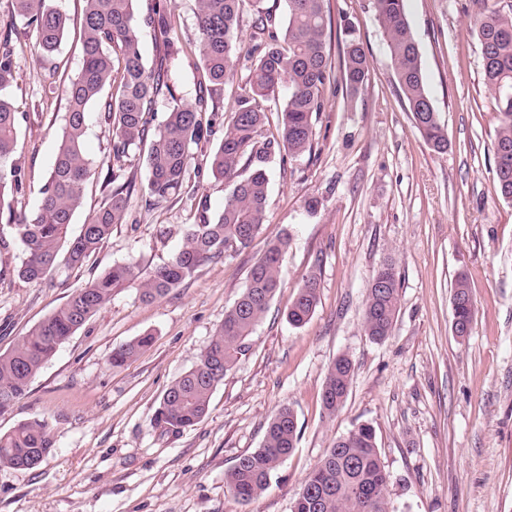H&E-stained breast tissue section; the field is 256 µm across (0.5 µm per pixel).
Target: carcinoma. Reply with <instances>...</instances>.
Wrapping results in <instances>:
<instances>
[{
  "label": "carcinoma",
  "instance_id": "carcinoma-1",
  "mask_svg": "<svg viewBox=\"0 0 512 512\" xmlns=\"http://www.w3.org/2000/svg\"><path fill=\"white\" fill-rule=\"evenodd\" d=\"M138 0H84L81 41L83 64L79 72L62 81L68 103L65 125L56 158L41 194L39 209L32 215L8 208L0 221L14 226L25 246L26 257L18 270L23 280L38 282L58 265L61 244H67L65 262L84 265L99 250L116 224L127 219L134 180L124 175V162L138 152L146 171V189L155 202L169 199L186 178L201 143L218 137L217 146L202 161L214 178L230 191L218 214L189 225L180 250L153 269L131 259L115 264L75 290L67 302L21 337L13 348L0 352V412L25 397L43 366L77 329L112 298V291L138 280L140 297L152 302L166 296L190 278L196 268L223 256L232 247L245 248L259 234L269 193L265 164L272 154L290 156L312 153L316 122L325 107V88L355 96L368 79L369 61L361 44L346 43L340 76L332 75L325 52L323 0H283L284 20L277 21L264 0H197V29L193 53L208 82L222 86L235 80L237 61L252 59L229 113L218 117L208 95L199 90L188 103L171 85L170 62L183 52L172 23L167 0H151L145 15ZM255 11L249 46L239 38L246 5ZM377 18L385 35L395 76L407 111L426 142L441 152L448 140L437 113L428 107L417 42L404 11V0H374ZM10 14L34 34V53L50 57L60 46L66 28L63 14L51 0H10ZM153 28L166 53L149 63L139 39L141 25ZM476 33L481 46L483 80L501 115L493 142L497 187L503 199L512 201V12L488 10L480 14ZM16 47L0 49V207L7 195L23 194L24 174L16 159L19 115L6 95L16 80ZM283 85L288 97L277 112V134L267 136L269 122L265 103ZM167 94L171 105L164 119L152 125L154 105ZM103 102V120L111 132L104 181L111 187L103 205L69 236L76 211L82 205L87 180L99 165L84 149L89 108ZM288 237L272 241L264 256L248 272V284L234 305L224 313L198 364L176 379L165 391L154 415V424L170 433H181L207 415L211 396L239 356L268 310L281 284L280 259ZM319 301L316 274L306 276L288 309V322L307 323ZM399 280L395 266L384 263L369 285L364 302L363 329L375 341L391 335L399 311ZM453 322L471 327L474 304L465 276L453 286ZM152 342L146 333L112 350V367L124 366ZM353 376L351 360L341 355L328 368L322 402L333 414L346 399ZM296 442L293 412L284 407L270 421L262 447L243 455L224 477L228 491L248 502L268 488L270 473L291 453ZM54 442L46 419L24 421L0 435V465L37 467L51 452ZM389 474L377 448L375 433L362 424L337 438L323 459L305 479L304 486L317 493L301 494L293 512H389Z\"/></svg>",
  "mask_w": 512,
  "mask_h": 512
}]
</instances>
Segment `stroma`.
I'll return each mask as SVG.
<instances>
[{"label": "stroma", "instance_id": "obj_1", "mask_svg": "<svg viewBox=\"0 0 512 512\" xmlns=\"http://www.w3.org/2000/svg\"><path fill=\"white\" fill-rule=\"evenodd\" d=\"M67 35L48 63L17 57L11 96L21 116L17 161L26 175V213L62 135L66 100L42 80L44 66L74 77L83 62V0H52ZM512 0H405L426 89L448 138L444 152L422 138L403 104L373 0H325L332 65L342 60L341 21L368 55L356 98L327 90L315 153L273 155L265 222L248 247L201 264L165 297L144 303L126 283L63 343L28 394L0 413V433L48 419L54 447L33 469L0 466V512H292L309 472L336 438L370 425L390 476V512H512V201L497 191L492 150L499 114L483 83L474 28L484 9ZM127 223L79 268L59 266L41 282L19 279L25 251L0 223V352L60 308L93 277L129 259L152 269L167 262L199 199L209 213L227 186L190 165L178 195L150 205L145 170ZM288 239L282 284L241 356L215 389L207 416L180 434L153 417L167 387L193 368L244 291L250 267L276 237ZM394 262L400 311L391 336L362 327L367 288ZM319 302L303 327L286 312L309 272ZM466 275L475 304L468 336L453 334L451 295ZM152 333V344L123 367L113 349ZM352 360L348 396L334 414L322 386L338 355ZM295 416L297 441L267 490L241 502L224 476L261 447L280 408Z\"/></svg>", "mask_w": 512, "mask_h": 512}]
</instances>
